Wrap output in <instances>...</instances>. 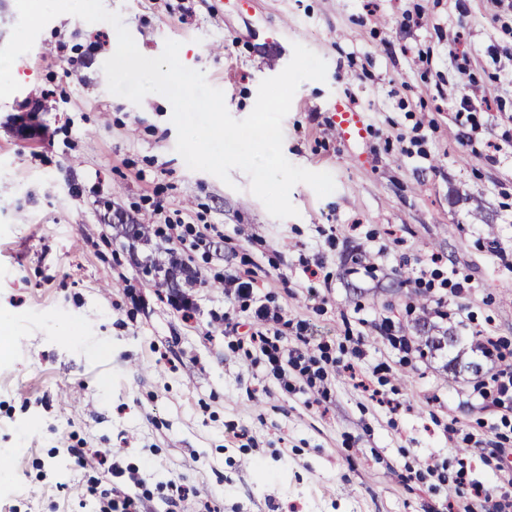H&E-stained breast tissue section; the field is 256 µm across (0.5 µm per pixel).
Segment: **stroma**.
<instances>
[{
    "label": "stroma",
    "instance_id": "35a3bbf8",
    "mask_svg": "<svg viewBox=\"0 0 512 512\" xmlns=\"http://www.w3.org/2000/svg\"><path fill=\"white\" fill-rule=\"evenodd\" d=\"M103 5L145 56L179 41L236 119L294 44L318 54L283 152L336 188L297 184L298 216H271L245 172L188 168L165 96L108 91L110 24L48 23L0 100V512H77L90 487L141 512H461L475 483L512 512V401L491 381L512 365L505 0ZM339 98L365 114L359 143L333 131ZM171 249L192 285L144 275ZM255 333L323 379L277 380Z\"/></svg>",
    "mask_w": 512,
    "mask_h": 512
}]
</instances>
